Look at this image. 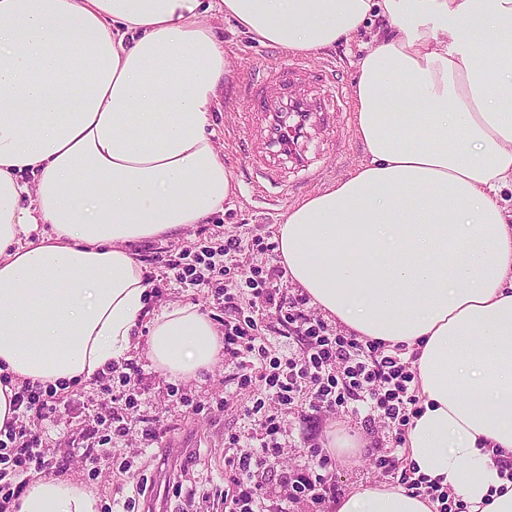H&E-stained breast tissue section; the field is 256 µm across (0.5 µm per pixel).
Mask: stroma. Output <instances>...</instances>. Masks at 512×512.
<instances>
[{
    "label": "stroma",
    "instance_id": "35a3bbf8",
    "mask_svg": "<svg viewBox=\"0 0 512 512\" xmlns=\"http://www.w3.org/2000/svg\"><path fill=\"white\" fill-rule=\"evenodd\" d=\"M207 21L232 62V71L219 91L220 107L211 121L213 140L220 146L225 131L241 126L240 75L281 63L287 52L276 45L252 41L222 15L208 16ZM374 33V27H367L350 42L310 56L309 62L316 67L334 65L338 81L354 83L356 61ZM250 148V143H242L240 153L224 158L237 185L233 204L209 223L190 226L172 238L137 244L151 277L162 276L168 262L178 259L182 251L238 237L244 245L236 256L238 263L262 269L268 281L278 283L281 264L275 236L281 215L310 191L326 188L367 160L348 115H338L335 129L309 147L319 158L313 186L300 185L285 191L277 201L262 202L252 198L249 191L252 172L245 153ZM215 290L212 283L198 288L165 283L152 289L148 309L158 313L173 304H192L221 325L231 315L218 304ZM130 360L141 369L139 415L129 418L125 435L108 436L105 426L98 424L97 415L112 410L113 391L96 378L66 390V403L55 415L26 418L27 427L43 434L49 446L47 476L80 484L96 498L98 512H224V455L231 437L244 440L252 434L251 423L241 414L253 396L252 390L238 388L237 369L229 360L219 361L198 379L164 375L142 348L132 351ZM186 396L193 399V406H184ZM336 431L361 443L354 455L336 456L335 466L324 473L340 495L360 485H397L402 471L409 469L408 451L403 447L396 450L399 461L391 473L375 467L372 450L378 439L387 436L385 424L378 421L369 426L360 414L313 409L308 396L303 395L283 416V456L280 467L266 477L268 490L277 491L282 473L309 469V446L324 447ZM70 448L75 451L71 457L66 454Z\"/></svg>",
    "mask_w": 512,
    "mask_h": 512
}]
</instances>
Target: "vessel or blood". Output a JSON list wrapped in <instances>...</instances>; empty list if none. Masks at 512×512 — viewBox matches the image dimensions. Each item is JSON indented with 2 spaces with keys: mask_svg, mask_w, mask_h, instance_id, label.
Instances as JSON below:
<instances>
[{
  "mask_svg": "<svg viewBox=\"0 0 512 512\" xmlns=\"http://www.w3.org/2000/svg\"><path fill=\"white\" fill-rule=\"evenodd\" d=\"M311 78L306 62L293 58L262 77L247 74L240 80L243 127L257 144L247 155L257 173L252 185L256 199H266L269 189L284 186L288 175H310L315 159L308 156L305 140L333 125L338 106L349 103V90L325 93Z\"/></svg>",
  "mask_w": 512,
  "mask_h": 512,
  "instance_id": "obj_1",
  "label": "vessel or blood"
}]
</instances>
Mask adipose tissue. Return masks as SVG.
Wrapping results in <instances>:
<instances>
[{
    "instance_id": "1",
    "label": "adipose tissue",
    "mask_w": 512,
    "mask_h": 512,
    "mask_svg": "<svg viewBox=\"0 0 512 512\" xmlns=\"http://www.w3.org/2000/svg\"><path fill=\"white\" fill-rule=\"evenodd\" d=\"M211 12L307 56L382 19L352 90L369 160L282 214L278 257L327 319L411 360L415 475L512 512V0H0V430L22 384L79 385L141 345L173 378L223 359L196 306L149 313L133 250L236 195L209 131L230 72ZM12 508L97 500L42 477ZM435 508L384 485L336 502Z\"/></svg>"
}]
</instances>
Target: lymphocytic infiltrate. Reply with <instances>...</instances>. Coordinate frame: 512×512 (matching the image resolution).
Instances as JSON below:
<instances>
[{"instance_id":"lymphocytic-infiltrate-1","label":"lymphocytic infiltrate","mask_w":512,"mask_h":512,"mask_svg":"<svg viewBox=\"0 0 512 512\" xmlns=\"http://www.w3.org/2000/svg\"><path fill=\"white\" fill-rule=\"evenodd\" d=\"M241 248L237 238L202 247L190 261L174 263L173 277L184 286L204 284L209 277L224 278L219 294L225 309L236 315L235 323L224 330V354L239 368L238 386L257 391L244 414L258 426L259 443L225 456L224 512H290L291 505L303 498H321L326 490L322 471L331 457L313 449V469L283 476L279 495H271L261 474L277 466L283 453L277 440L283 409L307 394L320 407L362 413L367 421L387 423L398 444L419 411V400L411 390L415 374L410 362L399 352L386 351L382 342L333 332L324 321L308 316L306 294L293 292L284 283L268 285L259 269L238 266L236 278L227 280L222 259ZM243 289L251 294L244 305L237 301ZM261 316L301 324L295 350L271 352L267 339L257 333ZM45 454L46 443L39 433L23 423L9 426L5 439H0V512H10L24 488L23 476L41 471Z\"/></svg>"}]
</instances>
